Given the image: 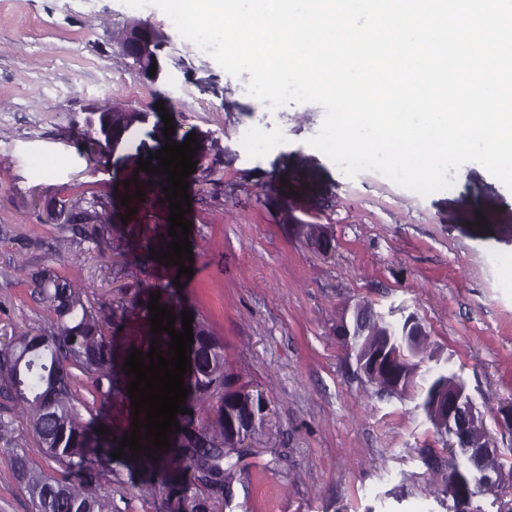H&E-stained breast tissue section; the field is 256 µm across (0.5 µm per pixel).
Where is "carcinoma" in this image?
I'll list each match as a JSON object with an SVG mask.
<instances>
[{
    "mask_svg": "<svg viewBox=\"0 0 512 512\" xmlns=\"http://www.w3.org/2000/svg\"><path fill=\"white\" fill-rule=\"evenodd\" d=\"M101 209H105V202H92L91 208L78 213L79 223H100ZM27 276L51 312V319L0 349V382L9 389L17 406L27 413L43 454L64 470L87 471L90 480L76 486L58 479L34 466L24 454L11 459L12 474L19 488L28 495L34 512H112L111 490L100 482L96 460L92 457L95 443L88 423L76 407V376L72 372L74 368L80 369L105 397L115 393L112 348L101 311L86 291L73 287L63 276L46 269L29 272ZM404 324L403 319L391 323L389 328L364 324L360 335L353 338L355 357L370 365L373 346L385 339L389 329L401 334ZM197 325L203 332L194 340L199 375L184 377L189 394L183 406L191 413L176 416L188 424L193 423L196 413L207 415L215 408L216 387L224 384L223 373L216 367L215 337L205 320H198ZM426 380V393L430 397L439 388L456 384L454 376L437 367L427 369ZM199 427L195 442L174 443L172 459L192 468L201 464V469L216 477L212 484L222 485L238 449L224 447L218 419L201 423ZM455 455L458 461L448 473V481L456 480L466 490L468 449L458 448Z\"/></svg>",
    "mask_w": 512,
    "mask_h": 512,
    "instance_id": "carcinoma-1",
    "label": "carcinoma"
}]
</instances>
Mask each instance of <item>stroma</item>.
Returning a JSON list of instances; mask_svg holds the SVG:
<instances>
[{
    "label": "stroma",
    "mask_w": 512,
    "mask_h": 512,
    "mask_svg": "<svg viewBox=\"0 0 512 512\" xmlns=\"http://www.w3.org/2000/svg\"><path fill=\"white\" fill-rule=\"evenodd\" d=\"M137 23L165 32L163 63L185 59L189 73L170 83L141 76L119 48ZM249 79L198 53L158 10L136 17L122 0H0V346L49 316L18 265L53 268L85 288L119 358L150 345L151 288L161 285L206 319L227 372L263 393L264 432L222 487L162 467L163 448L101 452L114 512H183L193 494L210 512H446L455 458L444 438L417 396L370 382L336 332L349 306L414 313L428 353L447 361L482 412L512 499V430L499 414L512 403V191L474 162L427 197L370 171L347 177L307 143L322 107L269 111L248 95ZM96 109L122 115L100 142L85 128ZM250 126L267 136L263 151L241 140ZM192 133L218 179L188 178V277L157 260L172 241L167 176L139 171L138 159ZM96 199L108 222L92 242L61 217ZM308 224L331 233L329 253L309 243ZM92 391L78 375L94 426L131 432L130 400ZM17 452L82 480L44 458L0 387V512H32L9 467Z\"/></svg>",
    "instance_id": "stroma-1"
}]
</instances>
